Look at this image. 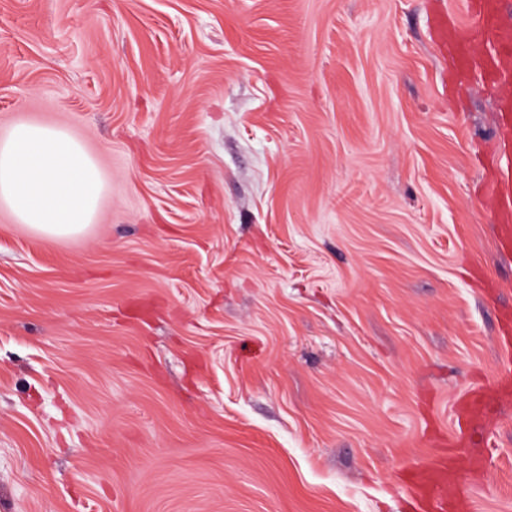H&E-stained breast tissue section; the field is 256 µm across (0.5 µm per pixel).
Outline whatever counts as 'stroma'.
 <instances>
[{
  "label": "stroma",
  "instance_id": "obj_1",
  "mask_svg": "<svg viewBox=\"0 0 512 512\" xmlns=\"http://www.w3.org/2000/svg\"><path fill=\"white\" fill-rule=\"evenodd\" d=\"M463 0H0V138L61 124L80 236L0 206V512H417L512 314ZM467 486L512 512V402Z\"/></svg>",
  "mask_w": 512,
  "mask_h": 512
}]
</instances>
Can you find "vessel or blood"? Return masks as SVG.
I'll return each mask as SVG.
<instances>
[{"label": "vessel or blood", "instance_id": "obj_1", "mask_svg": "<svg viewBox=\"0 0 512 512\" xmlns=\"http://www.w3.org/2000/svg\"><path fill=\"white\" fill-rule=\"evenodd\" d=\"M469 23L457 27L455 42L462 71L479 67L482 83L498 93L497 139L499 176L487 187L503 222L500 245L512 247V0H467ZM487 394L475 392L457 405L459 422L490 409ZM428 512H471L473 503L458 490L456 472L447 458H439L417 472L410 488Z\"/></svg>", "mask_w": 512, "mask_h": 512}]
</instances>
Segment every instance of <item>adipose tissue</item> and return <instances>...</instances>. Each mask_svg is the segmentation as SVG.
<instances>
[{"instance_id": "1", "label": "adipose tissue", "mask_w": 512, "mask_h": 512, "mask_svg": "<svg viewBox=\"0 0 512 512\" xmlns=\"http://www.w3.org/2000/svg\"><path fill=\"white\" fill-rule=\"evenodd\" d=\"M105 187L99 163L66 127L24 121L0 139V204L41 238L84 233Z\"/></svg>"}]
</instances>
